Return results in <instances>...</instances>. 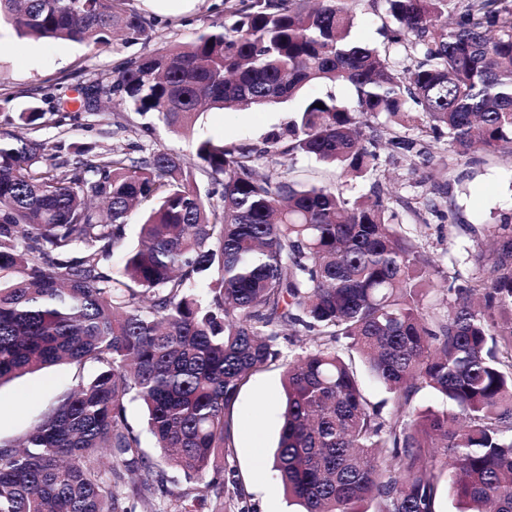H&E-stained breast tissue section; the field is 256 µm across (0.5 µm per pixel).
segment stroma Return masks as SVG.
<instances>
[{
  "label": "stroma",
  "instance_id": "obj_1",
  "mask_svg": "<svg viewBox=\"0 0 512 512\" xmlns=\"http://www.w3.org/2000/svg\"><path fill=\"white\" fill-rule=\"evenodd\" d=\"M238 6L239 0H126L129 11L151 18V38L131 39L119 33L106 45L21 38L11 26L0 25V128H8L19 113L31 108H59L62 124L47 122L22 131L25 137L45 142L49 157L57 161L73 158L80 146L106 150L131 141L149 151L178 153L190 162L200 139L261 144L267 132L284 126L296 102L264 109L210 110L186 132L171 131L117 100L102 103L92 112L81 102L82 86L102 75H114L127 58L171 44H189L209 23L224 20ZM355 13L353 40L384 46L383 11L360 0ZM293 177L303 183L338 185L350 199L371 187L370 181H347L335 169L307 158L296 161ZM379 178L396 199L421 203L427 197H439L445 219L402 207L397 213L403 231L434 258L441 276L485 275L495 218L512 215V156L478 151L460 160L437 149L431 161L413 174L405 160L384 148ZM80 372L88 376L93 369L60 365L0 385V444L23 436L75 385ZM282 374L278 363L255 373L230 412L234 448L224 459V475L237 480L242 501L251 512H292L271 464L280 431Z\"/></svg>",
  "mask_w": 512,
  "mask_h": 512
}]
</instances>
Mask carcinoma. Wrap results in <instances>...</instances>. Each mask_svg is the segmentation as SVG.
Returning a JSON list of instances; mask_svg holds the SVG:
<instances>
[{"label":"carcinoma","instance_id":"obj_1","mask_svg":"<svg viewBox=\"0 0 512 512\" xmlns=\"http://www.w3.org/2000/svg\"><path fill=\"white\" fill-rule=\"evenodd\" d=\"M377 1L392 23L381 49L351 39L349 0H241L235 21L191 48L94 81L183 131L206 108L353 89L348 102L306 99L261 147L206 138L190 163L87 146L49 163L42 144L0 131V385L97 366L0 445V512H135L155 499L224 512L228 411L281 358L287 330L313 345L284 363L273 467L302 512H438L445 485L457 512H512V216L486 275L453 276L442 309L428 304L436 263L395 223L377 178L382 145L413 173L429 161L424 132L458 157L512 154V0ZM125 4L0 0V22L38 40L149 38L151 21ZM297 155L372 179L371 194L294 180ZM136 205L140 243L114 271ZM361 366L392 412L367 397ZM424 390L441 406H417ZM130 402L147 410L157 459L127 421ZM169 470L188 487L174 492Z\"/></svg>","mask_w":512,"mask_h":512}]
</instances>
